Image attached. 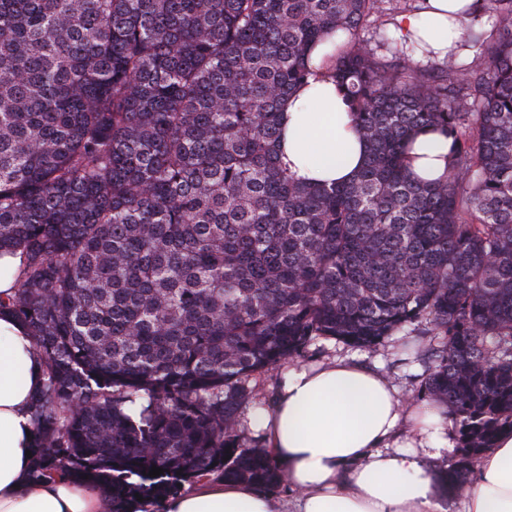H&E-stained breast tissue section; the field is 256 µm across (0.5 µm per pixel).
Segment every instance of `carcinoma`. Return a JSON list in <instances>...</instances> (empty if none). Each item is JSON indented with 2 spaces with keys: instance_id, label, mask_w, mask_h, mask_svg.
<instances>
[{
  "instance_id": "carcinoma-1",
  "label": "carcinoma",
  "mask_w": 512,
  "mask_h": 512,
  "mask_svg": "<svg viewBox=\"0 0 512 512\" xmlns=\"http://www.w3.org/2000/svg\"><path fill=\"white\" fill-rule=\"evenodd\" d=\"M407 0H0V297L44 363L31 478L101 481L112 512L218 473L283 478L248 447L256 377L335 340L372 350L423 322L421 396L448 407L465 490L512 430V0L446 79L418 44L387 62L360 32ZM326 73L369 146L346 185H303L275 145L284 100ZM453 138L417 182L408 137ZM164 469L149 476L152 467ZM22 262L18 253L2 252L0 255V294L6 297L16 287V274Z\"/></svg>"
}]
</instances>
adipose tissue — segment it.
I'll return each mask as SVG.
<instances>
[{
    "mask_svg": "<svg viewBox=\"0 0 512 512\" xmlns=\"http://www.w3.org/2000/svg\"><path fill=\"white\" fill-rule=\"evenodd\" d=\"M476 0H422L399 17L406 41H425L437 59L464 60L465 22ZM405 164L416 180H445L452 139L443 129L417 131ZM280 164L303 184H344L367 159L341 88L311 76L284 103L276 144ZM44 366L27 328L0 311V512H111L108 497L86 480L28 477L36 438L29 405ZM448 410L411 405L383 374L346 359L292 369L256 423L290 489L288 500L252 486L203 477L160 502L129 512H443L439 475L428 461L452 447ZM408 437H401V430ZM463 512H512V433L480 459Z\"/></svg>",
    "mask_w": 512,
    "mask_h": 512,
    "instance_id": "adipose-tissue-1",
    "label": "adipose tissue"
}]
</instances>
